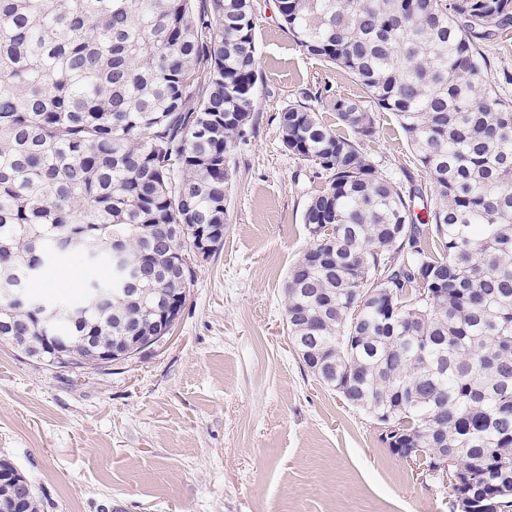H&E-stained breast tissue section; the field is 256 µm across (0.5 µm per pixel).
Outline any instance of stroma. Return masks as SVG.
<instances>
[{"mask_svg": "<svg viewBox=\"0 0 512 512\" xmlns=\"http://www.w3.org/2000/svg\"><path fill=\"white\" fill-rule=\"evenodd\" d=\"M252 6L255 121L235 151L224 245L195 263L170 339L75 374L0 344V460L30 480L40 512H452L447 487L392 455L371 414L320 383L288 341L284 282L311 243L302 216L322 181L282 148L278 114L304 89L367 94L296 45L276 0ZM485 52L511 102L512 30ZM374 119L363 152L418 188L414 212L428 223L433 188L396 115ZM90 271L78 253L57 255L32 291L80 302Z\"/></svg>", "mask_w": 512, "mask_h": 512, "instance_id": "35a3bbf8", "label": "stroma"}]
</instances>
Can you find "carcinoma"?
Segmentation results:
<instances>
[{"mask_svg":"<svg viewBox=\"0 0 512 512\" xmlns=\"http://www.w3.org/2000/svg\"><path fill=\"white\" fill-rule=\"evenodd\" d=\"M308 54L392 112L435 188L431 224L362 151L373 118L327 87L279 113L288 153L318 167L310 247L287 274L286 332L320 382L388 426L386 440L448 450L452 495L512 512V106L483 45L512 27V0H277ZM250 0H0V273L71 250L150 277L112 303L0 295V336L75 373L99 347H158L159 313L184 309L201 231L224 244L233 152L256 110ZM373 288V300L364 298Z\"/></svg>","mask_w":512,"mask_h":512,"instance_id":"1","label":"carcinoma"}]
</instances>
